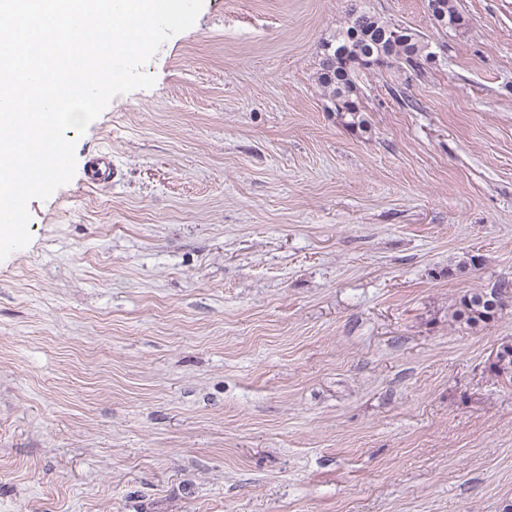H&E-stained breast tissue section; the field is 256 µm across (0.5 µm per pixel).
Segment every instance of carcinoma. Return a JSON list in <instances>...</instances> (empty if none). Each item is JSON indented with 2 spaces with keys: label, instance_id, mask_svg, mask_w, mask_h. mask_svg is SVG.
<instances>
[{
  "label": "carcinoma",
  "instance_id": "1",
  "mask_svg": "<svg viewBox=\"0 0 512 512\" xmlns=\"http://www.w3.org/2000/svg\"><path fill=\"white\" fill-rule=\"evenodd\" d=\"M445 15L442 26L459 28L465 18L452 4L441 0ZM429 43L415 30L384 20L365 9L348 12L344 25L322 43L323 60L318 82L334 111L350 118L351 127L363 126L360 107L354 98L356 72L401 61L412 70L420 66L419 57L430 56ZM512 285L501 282L489 289L464 294L457 317L471 327L493 322L504 309V299ZM491 372L512 382V343L501 344L490 364Z\"/></svg>",
  "mask_w": 512,
  "mask_h": 512
}]
</instances>
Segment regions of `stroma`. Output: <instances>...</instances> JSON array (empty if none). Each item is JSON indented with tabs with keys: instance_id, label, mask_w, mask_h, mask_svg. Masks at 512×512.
Instances as JSON below:
<instances>
[{
	"instance_id": "obj_1",
	"label": "stroma",
	"mask_w": 512,
	"mask_h": 512,
	"mask_svg": "<svg viewBox=\"0 0 512 512\" xmlns=\"http://www.w3.org/2000/svg\"><path fill=\"white\" fill-rule=\"evenodd\" d=\"M361 3L433 60L317 82ZM204 0L0 260V512H504L512 0ZM116 176L94 185L88 158ZM474 267H463L468 256ZM436 1L439 0H429V7L434 20L438 18L439 20L442 21L445 15L444 23H442L441 21H437L441 27L459 28L466 25L465 18L452 4V0H440L442 2L443 13H441V11L439 10L440 5ZM512 285L501 282L494 288L464 294L459 301L457 317L471 327L493 322L504 309V299ZM491 372L499 378L512 382V343H502L490 364Z\"/></svg>"
}]
</instances>
